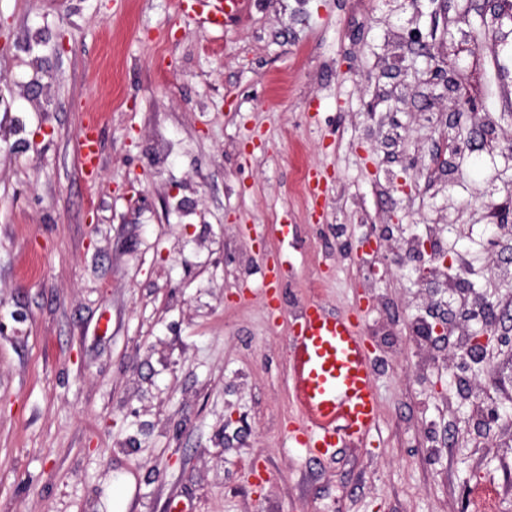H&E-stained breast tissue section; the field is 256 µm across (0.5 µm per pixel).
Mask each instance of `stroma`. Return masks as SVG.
I'll list each match as a JSON object with an SVG mask.
<instances>
[{
  "label": "stroma",
  "mask_w": 512,
  "mask_h": 512,
  "mask_svg": "<svg viewBox=\"0 0 512 512\" xmlns=\"http://www.w3.org/2000/svg\"><path fill=\"white\" fill-rule=\"evenodd\" d=\"M454 116L465 158L425 179ZM507 140L512 0H254L221 30L179 0H0V512H467L480 485L512 512ZM395 222L455 225L470 267L446 301L501 312L469 396L456 345L407 328L427 286L376 277L335 230ZM280 223L297 238L275 317L260 272ZM315 280L360 312L380 401L321 461L288 439Z\"/></svg>",
  "instance_id": "1"
}]
</instances>
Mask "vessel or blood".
<instances>
[{"mask_svg": "<svg viewBox=\"0 0 512 512\" xmlns=\"http://www.w3.org/2000/svg\"><path fill=\"white\" fill-rule=\"evenodd\" d=\"M244 0H210L207 22L224 27L239 16ZM290 380L301 409L293 441L320 456L359 441L380 419L375 359L357 313L334 315L317 302L299 311L288 339Z\"/></svg>", "mask_w": 512, "mask_h": 512, "instance_id": "vessel-or-blood-1", "label": "vessel or blood"}]
</instances>
